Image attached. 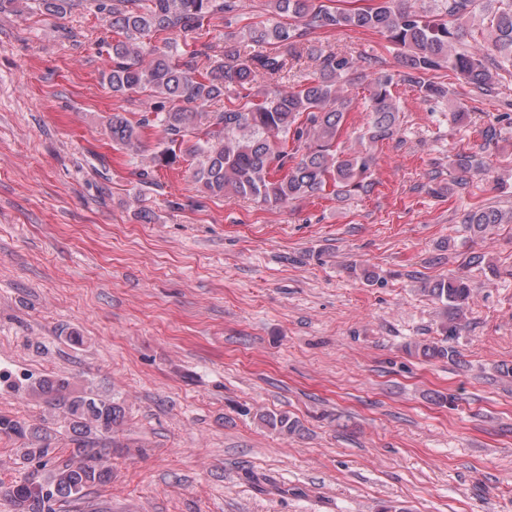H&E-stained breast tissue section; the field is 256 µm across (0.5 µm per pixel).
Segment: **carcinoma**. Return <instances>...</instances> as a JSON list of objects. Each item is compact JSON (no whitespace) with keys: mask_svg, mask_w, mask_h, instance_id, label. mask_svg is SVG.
I'll use <instances>...</instances> for the list:
<instances>
[{"mask_svg":"<svg viewBox=\"0 0 512 512\" xmlns=\"http://www.w3.org/2000/svg\"><path fill=\"white\" fill-rule=\"evenodd\" d=\"M105 15L119 39L112 42V64L102 73L112 94L148 91L154 111L137 120L122 112L106 119L112 148L140 160L141 175L170 168L187 157L193 178L210 197L226 195L283 207L315 195H349L372 186L373 148L400 132V104L393 87H412L425 102L444 103L453 90L439 79L446 70L471 91L490 95L512 73V5L491 21V52L464 43L462 19L473 0H432L437 15L417 11L411 0H267L269 17L224 35V47L199 44L193 33L214 19L230 27L239 22V0H39L51 15H64L79 3ZM307 28L336 31L347 27L385 35L400 50L398 75L379 72L361 97L369 120L356 146L339 142L353 99L344 90L358 87L360 64L346 51L323 49L306 39ZM166 35L157 45L152 39ZM207 60L202 65L201 60ZM307 59L312 69L295 87L284 80ZM159 128L162 142L147 152L145 130ZM455 172L448 191L464 189L484 171L483 160L457 154L448 160ZM460 223L481 237L496 224H511L512 214L474 204ZM423 292L442 305L440 342L415 346L425 358L457 356L453 340L466 323L471 296L467 277L452 275L425 284ZM35 396L62 409L71 441L90 455L93 436L114 432L124 408L76 392L66 378L27 380ZM261 419L281 434L299 431L286 414ZM0 434L22 441L25 462L50 458L54 449L40 426L0 416ZM109 470L88 462L58 466L51 481H19L9 495L18 512H55L50 503H70L84 490L108 479ZM51 493L42 495L44 488Z\"/></svg>","mask_w":512,"mask_h":512,"instance_id":"cac0c4a2","label":"carcinoma"}]
</instances>
